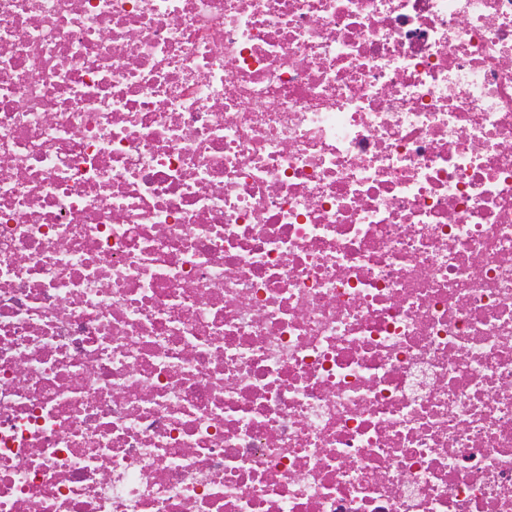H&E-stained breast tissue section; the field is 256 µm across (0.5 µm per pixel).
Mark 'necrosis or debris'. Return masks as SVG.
I'll return each mask as SVG.
<instances>
[{
  "label": "necrosis or debris",
  "mask_w": 512,
  "mask_h": 512,
  "mask_svg": "<svg viewBox=\"0 0 512 512\" xmlns=\"http://www.w3.org/2000/svg\"><path fill=\"white\" fill-rule=\"evenodd\" d=\"M0 512H512V0H0Z\"/></svg>",
  "instance_id": "4bbe7bcc"
}]
</instances>
